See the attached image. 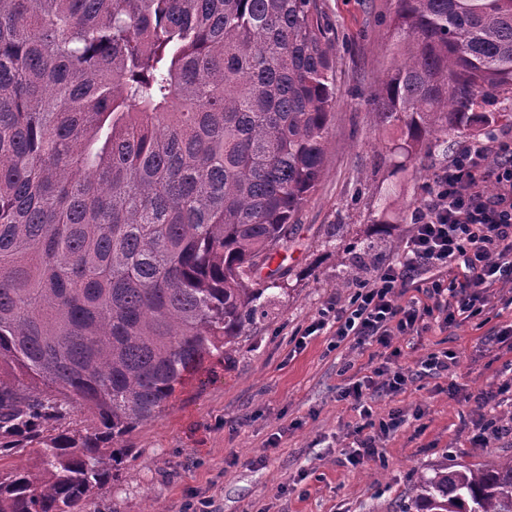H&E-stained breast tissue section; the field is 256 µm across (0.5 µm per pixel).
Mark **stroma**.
I'll return each instance as SVG.
<instances>
[{"instance_id": "obj_1", "label": "stroma", "mask_w": 512, "mask_h": 512, "mask_svg": "<svg viewBox=\"0 0 512 512\" xmlns=\"http://www.w3.org/2000/svg\"><path fill=\"white\" fill-rule=\"evenodd\" d=\"M321 3L335 33L338 105L326 174L282 251L281 287L231 350L208 357L162 412L126 435L117 477L81 512H398L416 476L441 462L512 456V436L479 440L480 424L512 406L480 409L472 399L512 381V347L495 340L512 324V288L489 289L477 317L396 339L402 368L417 369L432 352L456 362L376 398L378 414L398 408L406 421L358 466L346 460L355 415L341 398L343 368L368 369L371 349L349 341L331 349L326 332L300 350L289 342L327 303L348 302L344 273L360 281L395 262L436 176L473 140L461 134L410 159L397 152L400 127L379 122L367 104L394 61V0ZM331 238L336 248L326 247Z\"/></svg>"}]
</instances>
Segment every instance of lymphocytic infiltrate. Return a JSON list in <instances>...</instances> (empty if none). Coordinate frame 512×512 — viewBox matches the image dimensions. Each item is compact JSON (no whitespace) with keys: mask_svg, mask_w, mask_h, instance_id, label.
Listing matches in <instances>:
<instances>
[{"mask_svg":"<svg viewBox=\"0 0 512 512\" xmlns=\"http://www.w3.org/2000/svg\"><path fill=\"white\" fill-rule=\"evenodd\" d=\"M420 275L426 302L403 301ZM497 284H512V140L493 135L464 147L436 177L428 209L415 216L398 262L357 282L347 303L322 308L295 340L300 348L306 337L329 331L337 342L388 351L386 362L342 394L356 416L350 464L375 458L380 435L404 422L398 410L376 417L369 401L370 393L407 388L409 373L392 364L401 355L394 338L421 335L435 317L445 326L460 312L480 315L485 290Z\"/></svg>","mask_w":512,"mask_h":512,"instance_id":"obj_1","label":"lymphocytic infiltrate"}]
</instances>
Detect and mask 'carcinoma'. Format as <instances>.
Here are the masks:
<instances>
[{
	"mask_svg": "<svg viewBox=\"0 0 512 512\" xmlns=\"http://www.w3.org/2000/svg\"><path fill=\"white\" fill-rule=\"evenodd\" d=\"M370 102L407 156L511 112L512 0H395ZM320 0H0V512H77L279 286L337 104ZM87 409L94 424L64 421ZM401 512H512V457Z\"/></svg>",
	"mask_w": 512,
	"mask_h": 512,
	"instance_id": "obj_1",
	"label": "carcinoma"
}]
</instances>
